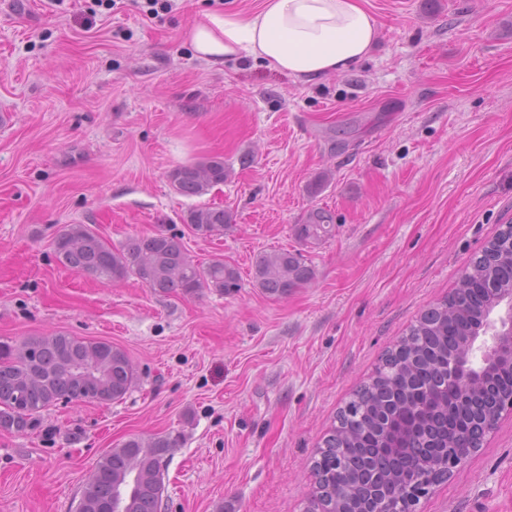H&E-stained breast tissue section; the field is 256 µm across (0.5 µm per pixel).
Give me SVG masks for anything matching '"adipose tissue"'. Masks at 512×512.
Listing matches in <instances>:
<instances>
[{
	"label": "adipose tissue",
	"mask_w": 512,
	"mask_h": 512,
	"mask_svg": "<svg viewBox=\"0 0 512 512\" xmlns=\"http://www.w3.org/2000/svg\"><path fill=\"white\" fill-rule=\"evenodd\" d=\"M378 35V22L364 0H262L246 14H206L190 42L211 66L244 54L313 82L361 63Z\"/></svg>",
	"instance_id": "obj_1"
}]
</instances>
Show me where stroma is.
Here are the masks:
<instances>
[{"label":"stroma","mask_w":512,"mask_h":512,"mask_svg":"<svg viewBox=\"0 0 512 512\" xmlns=\"http://www.w3.org/2000/svg\"><path fill=\"white\" fill-rule=\"evenodd\" d=\"M260 2L178 0L150 19L131 0H0V341L106 340L138 375L122 400L0 428V512H75L104 452L154 435L177 439L162 512H304L338 409L512 224V0H366L368 58L310 83L195 57L207 12ZM217 155L223 184L173 191L172 169ZM200 204L230 214L223 233L184 223ZM317 208L336 234L302 245L292 227ZM71 224L115 247L177 236L242 287L101 284L57 261ZM279 249L315 277L272 298L253 264ZM414 512H512V412Z\"/></svg>","instance_id":"35a3bbf8"}]
</instances>
